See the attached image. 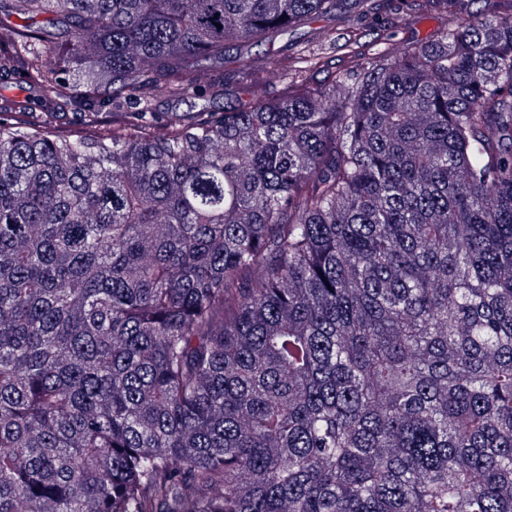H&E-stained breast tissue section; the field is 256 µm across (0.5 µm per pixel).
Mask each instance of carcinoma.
I'll use <instances>...</instances> for the list:
<instances>
[{
  "label": "carcinoma",
  "instance_id": "1",
  "mask_svg": "<svg viewBox=\"0 0 512 512\" xmlns=\"http://www.w3.org/2000/svg\"><path fill=\"white\" fill-rule=\"evenodd\" d=\"M343 2L0 0V512H512V0L215 105Z\"/></svg>",
  "mask_w": 512,
  "mask_h": 512
}]
</instances>
